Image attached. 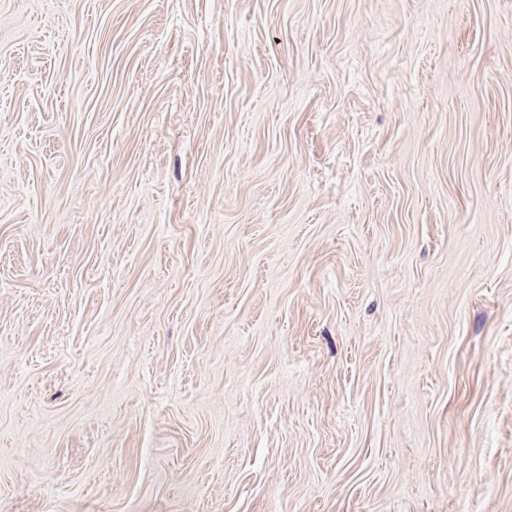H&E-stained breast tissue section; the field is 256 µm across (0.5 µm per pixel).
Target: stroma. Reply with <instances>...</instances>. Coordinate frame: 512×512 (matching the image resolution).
<instances>
[{
  "label": "stroma",
  "instance_id": "obj_1",
  "mask_svg": "<svg viewBox=\"0 0 512 512\" xmlns=\"http://www.w3.org/2000/svg\"><path fill=\"white\" fill-rule=\"evenodd\" d=\"M0 512H512V0H0Z\"/></svg>",
  "mask_w": 512,
  "mask_h": 512
}]
</instances>
